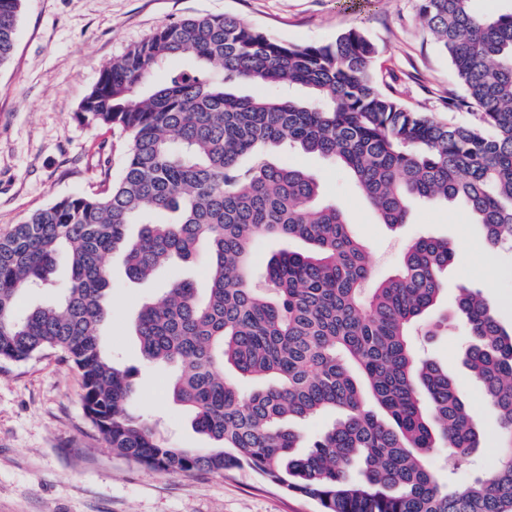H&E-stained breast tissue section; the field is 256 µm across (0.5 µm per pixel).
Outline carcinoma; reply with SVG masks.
Here are the masks:
<instances>
[{
  "instance_id": "1",
  "label": "carcinoma",
  "mask_w": 512,
  "mask_h": 512,
  "mask_svg": "<svg viewBox=\"0 0 512 512\" xmlns=\"http://www.w3.org/2000/svg\"><path fill=\"white\" fill-rule=\"evenodd\" d=\"M21 0H0V65L15 45ZM472 0H421L425 28L465 88L447 109L478 123L406 109L372 73L376 46L350 29L327 45H290L228 15L185 18L105 66L80 104L83 122L128 138L120 180L62 198L0 235V359L57 350L80 371L83 405L119 457L166 473L248 466L315 501L320 512H512V328L482 290L461 285L456 315L471 336L462 362L495 409L503 444L493 470L450 487L429 462L457 465L482 433L448 366L410 341L445 290L450 242L420 236L397 271L368 287L365 249L344 209L320 203L314 175L270 159L300 148L348 169L383 224L407 222L409 201L461 204L486 244L512 247V11L479 15ZM192 55V71L156 70ZM280 86L241 95L240 85ZM130 224L140 225L127 238ZM261 237L299 238L259 288L250 265ZM208 245L205 296L175 279L142 304L144 361L175 366L173 399L212 446L171 448L137 416L133 373L102 345L112 288L106 258L132 280ZM70 279L54 302L16 312L21 293ZM264 381L246 393L224 376ZM338 414L306 448L290 423Z\"/></svg>"
}]
</instances>
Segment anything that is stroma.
Returning <instances> with one entry per match:
<instances>
[{
  "label": "stroma",
  "instance_id": "stroma-1",
  "mask_svg": "<svg viewBox=\"0 0 512 512\" xmlns=\"http://www.w3.org/2000/svg\"><path fill=\"white\" fill-rule=\"evenodd\" d=\"M230 15L291 45L328 44L351 28L377 47L375 77L406 107L441 121L468 123L471 111L450 112L447 95H463L447 55L419 18V0H22L16 47L0 67V234L55 201L118 180L127 140L87 124L76 113L101 69L148 39L157 28L188 16ZM280 161L313 173L322 201L340 203L364 244L374 279L394 273L406 245L426 235L457 246L442 273L447 288L436 314L455 309L458 287H479L502 324L512 323V251L489 250L479 225L461 205L412 204L399 229L381 224L340 165L293 150ZM111 318L102 343L115 362L133 370V407L179 448H202L189 412L172 399L171 370L142 359L134 321L141 305L160 298L172 279L208 286L205 257L129 279L110 257ZM470 338L463 324L440 328L417 342L421 355L448 365L483 433L476 456L453 482L495 466L500 437L494 409L456 356ZM82 378L61 353L23 361L0 359V512H318L315 501L288 494L249 467L226 474L152 471L113 455L88 420Z\"/></svg>",
  "mask_w": 512,
  "mask_h": 512
}]
</instances>
